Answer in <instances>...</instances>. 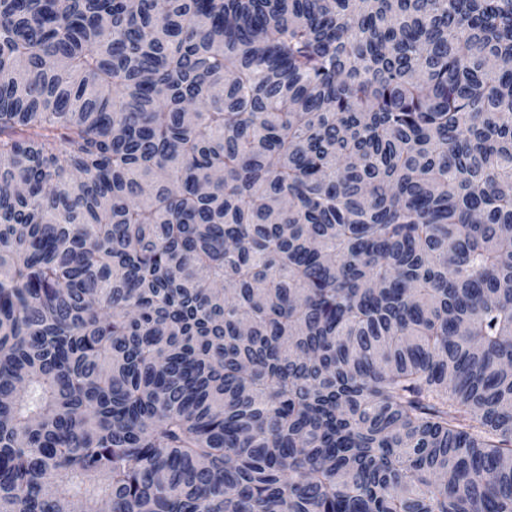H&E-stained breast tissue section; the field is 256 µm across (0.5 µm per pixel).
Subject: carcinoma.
<instances>
[{
  "instance_id": "obj_1",
  "label": "carcinoma",
  "mask_w": 512,
  "mask_h": 512,
  "mask_svg": "<svg viewBox=\"0 0 512 512\" xmlns=\"http://www.w3.org/2000/svg\"><path fill=\"white\" fill-rule=\"evenodd\" d=\"M512 512V0H0V512Z\"/></svg>"
}]
</instances>
